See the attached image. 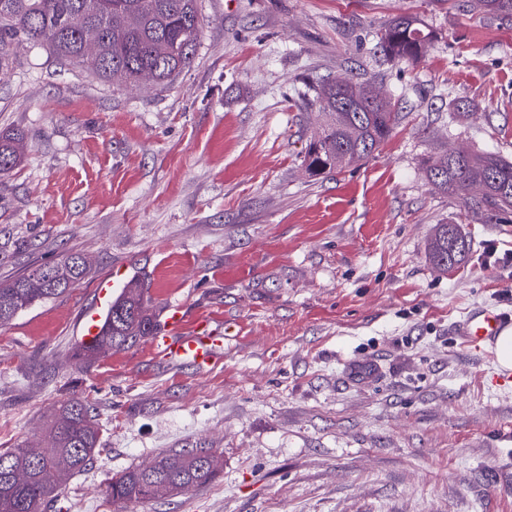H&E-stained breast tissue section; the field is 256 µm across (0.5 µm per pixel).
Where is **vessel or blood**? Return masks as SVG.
Segmentation results:
<instances>
[{"label": "vessel or blood", "mask_w": 512, "mask_h": 512, "mask_svg": "<svg viewBox=\"0 0 512 512\" xmlns=\"http://www.w3.org/2000/svg\"><path fill=\"white\" fill-rule=\"evenodd\" d=\"M162 328L151 343L153 352L172 362H188L206 369L218 361L224 352L225 337L212 328L210 320L187 323L182 304H168ZM512 328V312L496 309L471 311L456 326V333L465 343L487 350L504 329Z\"/></svg>", "instance_id": "1"}]
</instances>
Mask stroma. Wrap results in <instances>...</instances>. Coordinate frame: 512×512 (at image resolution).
<instances>
[{"mask_svg":"<svg viewBox=\"0 0 512 512\" xmlns=\"http://www.w3.org/2000/svg\"><path fill=\"white\" fill-rule=\"evenodd\" d=\"M190 67L162 88L112 86L21 51L0 78V281L65 252L89 258L65 294L0 326V448L43 446L59 401L92 402L90 469L48 512H512V377L466 346L469 310L512 311V224L463 219L425 155L512 160V23L463 0H199ZM403 14L435 38L388 62L376 32ZM372 78L398 119L373 157L320 177L300 156L322 117L305 78ZM466 100L457 115L451 100ZM460 222L470 253L441 272L425 243ZM150 285L155 313L228 326L199 371L149 341L78 369L98 282ZM224 460L189 495L113 505L112 474L163 452ZM22 139L19 134H0V173L9 172L20 162Z\"/></svg>","mask_w":512,"mask_h":512,"instance_id":"1","label":"stroma"}]
</instances>
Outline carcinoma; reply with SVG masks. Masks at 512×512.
<instances>
[{
    "instance_id": "1",
    "label": "carcinoma",
    "mask_w": 512,
    "mask_h": 512,
    "mask_svg": "<svg viewBox=\"0 0 512 512\" xmlns=\"http://www.w3.org/2000/svg\"><path fill=\"white\" fill-rule=\"evenodd\" d=\"M472 12L512 22V0H467ZM197 0H0V70L24 44L45 45L62 62L105 82L135 85L149 79L163 87L192 63L199 35ZM97 50H84L88 31ZM433 34L419 19L398 16L378 36L392 60L416 63ZM308 103L323 124L306 145L303 163L312 176L330 173L371 157L390 136L397 119L391 98L369 80L326 78L308 84ZM18 134H0V173L21 159ZM432 190L457 196L464 209L485 224L512 223V161L497 154L451 150L422 161ZM468 248L458 225L438 224L427 241V255L441 271L453 269ZM80 255L30 266L8 283L0 282V325L33 304L65 293L83 279ZM157 320L144 289L122 291L107 309L99 335L78 344L74 359L82 368L101 350H123L155 335ZM48 439L40 459L27 448L0 449V512H45L53 492L92 463L99 446L95 408L82 399L63 401L44 418ZM222 467L215 454L183 449L162 454L147 466L112 476L106 493L117 503H142L187 495L212 482Z\"/></svg>"
}]
</instances>
